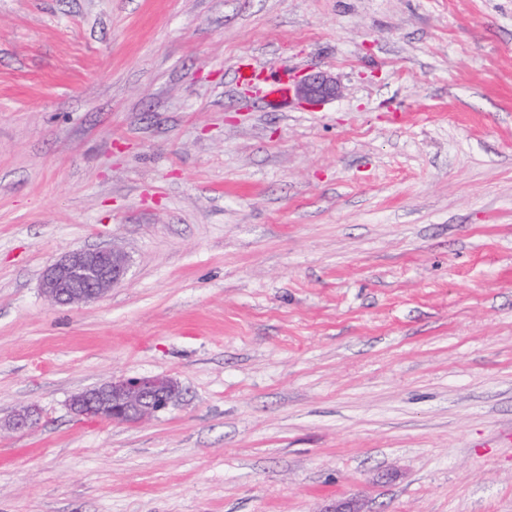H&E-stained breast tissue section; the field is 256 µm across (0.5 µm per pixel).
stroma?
<instances>
[{
  "mask_svg": "<svg viewBox=\"0 0 512 512\" xmlns=\"http://www.w3.org/2000/svg\"><path fill=\"white\" fill-rule=\"evenodd\" d=\"M157 375L148 421L70 410ZM345 499L512 512V0H0V512ZM289 93L308 105L322 104L336 99L339 87L336 79L327 72H314L297 83H293ZM128 271V257L117 248L79 250L49 266L42 278L47 298L61 305H79L103 297Z\"/></svg>",
  "mask_w": 512,
  "mask_h": 512,
  "instance_id": "1",
  "label": "stroma"
}]
</instances>
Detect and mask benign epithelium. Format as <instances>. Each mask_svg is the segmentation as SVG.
<instances>
[{"label": "benign epithelium", "instance_id": "7a95c632", "mask_svg": "<svg viewBox=\"0 0 512 512\" xmlns=\"http://www.w3.org/2000/svg\"><path fill=\"white\" fill-rule=\"evenodd\" d=\"M308 105L336 99L339 87L327 72H314L290 87ZM128 271V257L117 248L79 250L49 266L42 278L47 298L61 305H79L103 297ZM181 398L176 382L165 376L112 381L76 395L71 410L87 418H106L114 423H139L175 405Z\"/></svg>", "mask_w": 512, "mask_h": 512}]
</instances>
